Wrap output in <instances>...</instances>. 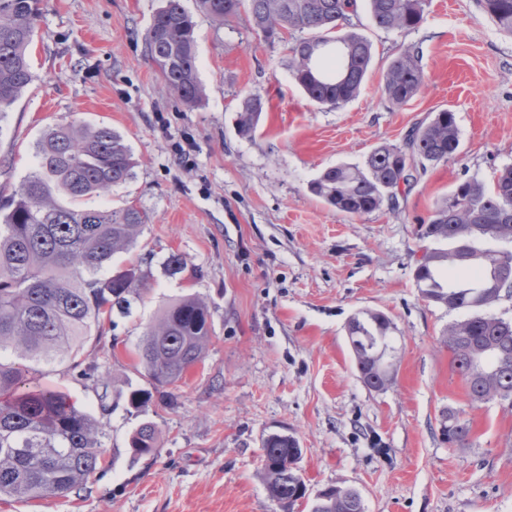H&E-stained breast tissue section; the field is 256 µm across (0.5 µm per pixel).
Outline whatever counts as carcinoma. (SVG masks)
Instances as JSON below:
<instances>
[{
	"mask_svg": "<svg viewBox=\"0 0 512 512\" xmlns=\"http://www.w3.org/2000/svg\"><path fill=\"white\" fill-rule=\"evenodd\" d=\"M40 0H0V120L34 81L32 44ZM481 9L512 36V0H479ZM202 12L229 23L249 11L253 23L274 40L282 30L311 36L288 48V70L309 100L338 108L356 97L372 59L370 42L351 30L357 0H198ZM426 0H368L376 25L388 31L417 28ZM145 47L161 81L187 107L200 104L194 22L180 0H165L145 34ZM425 81L419 51L404 48L390 63L383 84L386 101L400 107ZM264 109L258 93L241 107L238 129L251 134ZM460 145L455 112L443 109L416 123L399 144H383L363 166L330 167L310 191L349 217L383 205L395 209L427 166L446 162ZM35 170L0 213V498L32 501L60 497L91 482L102 469L105 423L79 409L40 380L75 358L93 328L124 311L140 295L144 276L132 266L101 277L117 252L128 251L142 233L145 216L134 206L103 210L76 202L134 177L136 162L123 138L106 125H59L35 145ZM426 243L414 277L430 302L464 313L446 327L444 345L470 400L512 401V320L490 312L512 299V165L497 171L491 187L477 178L458 183L419 225ZM393 322L363 310L348 325L358 378L373 391L394 383L392 366L381 368V350L397 361ZM212 335L209 306L196 295L167 303L140 338L135 354L147 389L128 393L139 411L203 362ZM441 432L450 445L469 443L461 413H442ZM159 431L143 421L129 438L132 459L158 449ZM263 477L269 497L283 512H365L352 488L332 487L305 500L292 469L302 454L297 440L275 433L263 440Z\"/></svg>",
	"mask_w": 512,
	"mask_h": 512,
	"instance_id": "carcinoma-1",
	"label": "carcinoma"
}]
</instances>
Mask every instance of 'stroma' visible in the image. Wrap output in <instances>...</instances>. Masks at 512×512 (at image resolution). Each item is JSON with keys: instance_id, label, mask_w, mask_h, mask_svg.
<instances>
[{"instance_id": "1", "label": "stroma", "mask_w": 512, "mask_h": 512, "mask_svg": "<svg viewBox=\"0 0 512 512\" xmlns=\"http://www.w3.org/2000/svg\"><path fill=\"white\" fill-rule=\"evenodd\" d=\"M163 0H42L33 41L35 81L0 122V202L33 169L36 142L57 124H105L136 161L132 180L91 206L144 212L137 246L113 268L139 266L147 283L126 314L93 332L81 355L103 379L64 363L42 380L106 425L104 470L62 497L0 501V512H280L266 491L261 443L294 436L310 493L357 489L365 512H512V404L471 402L441 338L458 311L416 285L417 229L469 177L492 181L512 165V36L476 0H427L412 30L375 25L359 0L356 31L372 61L355 99L316 106L288 71L286 41H269L248 14L222 24L196 0L203 102L187 108L163 88L144 34ZM420 51L426 79L401 107L382 97L403 48ZM265 102L256 130L238 131L243 98ZM452 109L458 153L428 167L397 209L351 218L309 186L339 164L358 165L415 123ZM187 269L169 276L170 252ZM210 306L203 363L174 389V406L130 411L123 395L145 380L135 347L169 301ZM365 309L394 323V385L367 389L346 335ZM109 415H102V407ZM462 411L469 445L448 444L440 416ZM156 422L159 449L131 459L130 433Z\"/></svg>"}]
</instances>
